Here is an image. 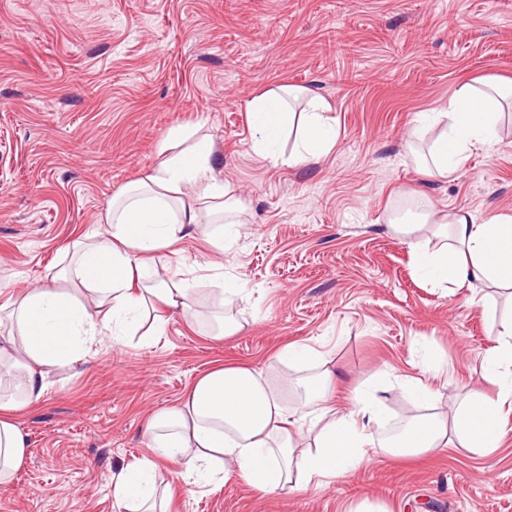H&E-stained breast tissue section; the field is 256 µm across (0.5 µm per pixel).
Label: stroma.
<instances>
[{"label":"stroma","mask_w":512,"mask_h":512,"mask_svg":"<svg viewBox=\"0 0 512 512\" xmlns=\"http://www.w3.org/2000/svg\"><path fill=\"white\" fill-rule=\"evenodd\" d=\"M512 80V0H0V277L13 294L69 271L107 229L112 195L151 172L175 128L211 135L217 176L246 210L225 251L200 233L182 261L157 267L194 286L196 320L167 312L160 337L97 345L53 370L20 419L28 453L0 512H117L112 477L145 454L151 415L224 362L245 363L288 402L312 364L276 359L286 345L326 355L331 398L386 377L389 427L451 416L473 392L494 394L485 358L512 295L474 283L436 288L413 271L390 226L412 199L476 220L512 215V112L499 141L441 178L415 163L435 139L411 140L421 113L462 83ZM296 85L331 107L336 145L288 167L252 150L247 104ZM243 284L224 304V282ZM239 331L214 340L217 316ZM431 352L437 368L423 364ZM431 387V408L401 387ZM500 448L371 455L350 477L264 494L232 479L192 484L161 462L169 512H512V412Z\"/></svg>","instance_id":"obj_1"}]
</instances>
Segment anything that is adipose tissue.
<instances>
[{"mask_svg": "<svg viewBox=\"0 0 512 512\" xmlns=\"http://www.w3.org/2000/svg\"><path fill=\"white\" fill-rule=\"evenodd\" d=\"M302 110H295L297 101ZM512 100V85L464 84L439 111L419 116L415 134L438 129L428 154L419 163L440 177L456 173L476 150L496 145L503 105ZM321 97L283 86L254 97L249 104L252 150L272 165L296 166L327 155L336 144V129ZM299 126L294 149L281 154L278 143L287 129ZM174 130L160 148L157 167L124 190L107 206L105 236L78 252L76 286H59L50 275L41 288L0 305V486H9L23 465L27 445L20 416L38 405L56 368L79 361L103 339L120 341L141 334L143 343L160 335L164 312L181 310L192 318L191 290L160 276L153 259L174 255L189 227L206 214L220 213L224 223L214 233L215 246L232 243L240 202L219 181L212 166L209 136L173 151ZM415 220H394L411 235L418 276L445 288L488 282L512 289V216L475 221L470 215L437 211L429 200L415 201ZM430 227L440 237L436 249L414 235ZM288 364L314 362L321 373L306 386L319 402L317 412L297 415L283 388L265 380L255 368L224 365L195 380L176 406L158 411L146 427L148 455L112 479V497L120 512H155L161 494L159 461L178 465L185 477L208 480L217 474L275 493L287 488L319 487L358 470L369 451H431L460 445L487 450L499 447L504 408L512 404V320L502 322L486 358V373L496 396L472 393L444 419L436 415L409 420L392 441L381 437L387 419L381 386L355 388L349 406L328 404L333 382L327 359L306 346L288 345L278 354Z\"/></svg>", "mask_w": 512, "mask_h": 512, "instance_id": "ef3b65f1", "label": "adipose tissue"}]
</instances>
